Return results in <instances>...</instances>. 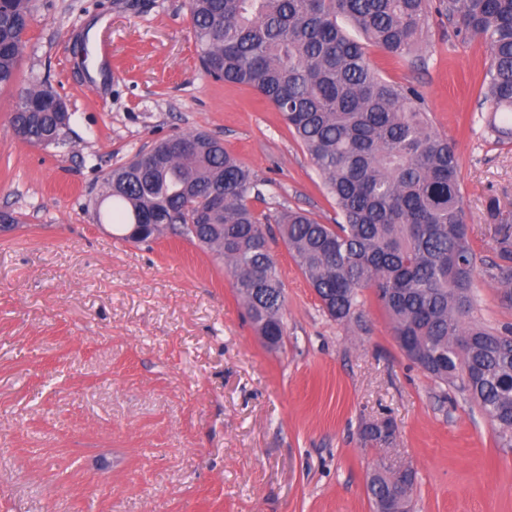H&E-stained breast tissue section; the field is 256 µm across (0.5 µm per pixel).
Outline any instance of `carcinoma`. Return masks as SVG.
Instances as JSON below:
<instances>
[{
  "label": "carcinoma",
  "mask_w": 512,
  "mask_h": 512,
  "mask_svg": "<svg viewBox=\"0 0 512 512\" xmlns=\"http://www.w3.org/2000/svg\"><path fill=\"white\" fill-rule=\"evenodd\" d=\"M429 0H188L204 72L256 89L282 114L335 201L341 220L300 211L276 216L288 253L334 321L360 317L373 291L407 356L434 381L474 402L512 444V326L472 316L481 278L512 306V226L500 225L495 259L480 268L467 231L454 146L433 127L413 86L383 80L371 44L395 57L428 37ZM432 8L457 36L489 49L479 104L488 135L512 142V0H438ZM344 19L362 39L338 24ZM31 0H0V88L18 75ZM27 142L43 144L66 111L48 86L29 92ZM156 158L112 169L93 199L97 220L151 224L222 259L259 336H283L284 285L263 228L269 219L251 171L219 140L182 133L154 144ZM223 193L219 207L209 197ZM414 482L382 467L368 477L374 512L408 505Z\"/></svg>",
  "instance_id": "carcinoma-1"
}]
</instances>
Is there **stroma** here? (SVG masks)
Here are the masks:
<instances>
[{
    "label": "stroma",
    "mask_w": 512,
    "mask_h": 512,
    "mask_svg": "<svg viewBox=\"0 0 512 512\" xmlns=\"http://www.w3.org/2000/svg\"><path fill=\"white\" fill-rule=\"evenodd\" d=\"M15 84L0 90V512H373V463L416 473L411 512H512V446L400 349L372 291L362 316L325 314L278 231L285 336L268 348L223 261L168 234L122 240L90 204L115 164L202 131L249 167L257 212L335 223L336 205L279 112L202 70L186 0H32ZM455 144L469 236L494 257L512 225V144L484 132L487 46L446 19L413 56L376 47ZM46 84L71 114L61 143L17 138L10 116ZM501 221L488 218V198ZM474 317L512 324L479 282ZM390 421L387 439L366 427Z\"/></svg>",
    "instance_id": "stroma-1"
}]
</instances>
